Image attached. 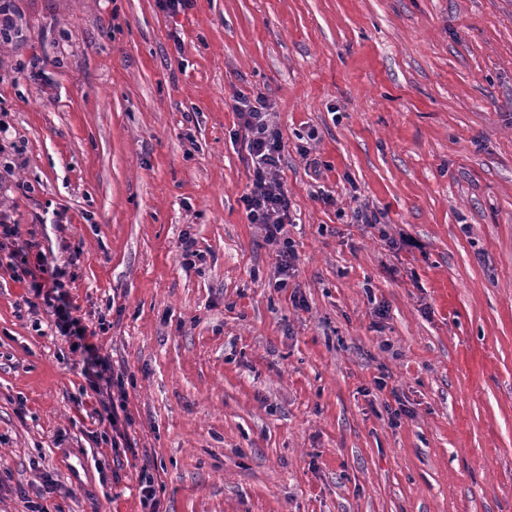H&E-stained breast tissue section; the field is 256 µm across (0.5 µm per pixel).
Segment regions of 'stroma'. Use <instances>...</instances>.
Wrapping results in <instances>:
<instances>
[{
	"mask_svg": "<svg viewBox=\"0 0 512 512\" xmlns=\"http://www.w3.org/2000/svg\"><path fill=\"white\" fill-rule=\"evenodd\" d=\"M0 12V212L66 267L131 418L100 441L0 235V512L48 479L47 512H149L146 471L161 512H512V0ZM236 89L281 133L286 276Z\"/></svg>",
	"mask_w": 512,
	"mask_h": 512,
	"instance_id": "stroma-1",
	"label": "stroma"
}]
</instances>
